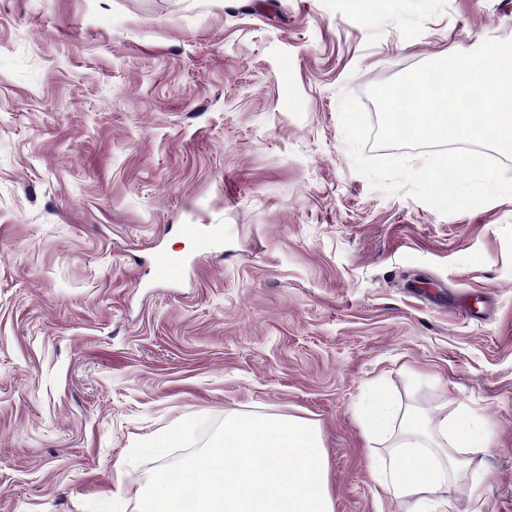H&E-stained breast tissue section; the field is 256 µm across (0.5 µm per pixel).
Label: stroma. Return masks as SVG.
I'll list each match as a JSON object with an SVG mask.
<instances>
[{"mask_svg": "<svg viewBox=\"0 0 512 512\" xmlns=\"http://www.w3.org/2000/svg\"><path fill=\"white\" fill-rule=\"evenodd\" d=\"M487 39L512 0H0V512H138L134 443L248 413L316 429L333 512H418L379 398L486 442L434 512H512V160L373 148L366 94ZM180 231L188 238H192L199 251L209 250L213 242L220 237V227L215 224L212 225L208 232H203L195 224H184ZM153 267L158 280L178 282L183 279L189 269V262L181 254L161 251L153 258ZM395 417V409L390 402L380 399L371 404L365 412L367 434L371 438L385 436Z\"/></svg>", "mask_w": 512, "mask_h": 512, "instance_id": "obj_1", "label": "stroma"}]
</instances>
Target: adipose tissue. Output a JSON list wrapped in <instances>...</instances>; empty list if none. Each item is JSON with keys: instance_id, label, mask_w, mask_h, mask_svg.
I'll return each mask as SVG.
<instances>
[{"instance_id": "ef3b65f1", "label": "adipose tissue", "mask_w": 512, "mask_h": 512, "mask_svg": "<svg viewBox=\"0 0 512 512\" xmlns=\"http://www.w3.org/2000/svg\"><path fill=\"white\" fill-rule=\"evenodd\" d=\"M479 443V436L458 420H440L430 433L411 425L389 456L374 460L373 471L388 492L416 499L419 512H431L433 496L459 470L456 461L442 462L440 450L450 445L475 448Z\"/></svg>"}]
</instances>
